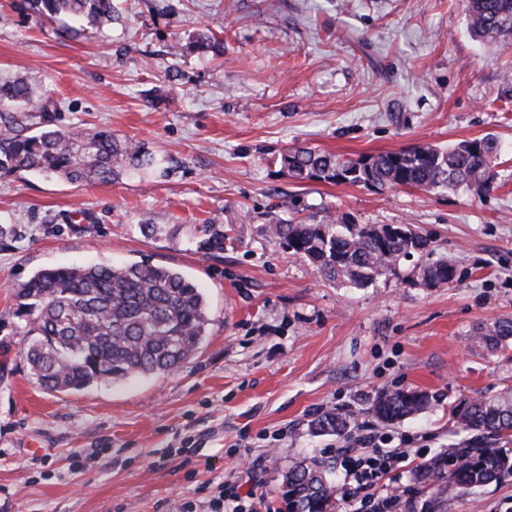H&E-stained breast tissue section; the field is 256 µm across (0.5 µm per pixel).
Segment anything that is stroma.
Instances as JSON below:
<instances>
[{
	"mask_svg": "<svg viewBox=\"0 0 512 512\" xmlns=\"http://www.w3.org/2000/svg\"><path fill=\"white\" fill-rule=\"evenodd\" d=\"M121 20L71 37L0 0V77L38 72L63 128L139 141L157 167L109 183L0 177V512H174L228 488L256 512H288L281 474L343 438L312 421L342 409L408 459L392 512H512V479L443 501L416 449L452 454L461 399L512 394V339L479 329L512 318V45L468 32L465 0H118ZM224 53L190 50L204 28ZM184 45L179 60L170 49ZM488 137L493 190L299 182L281 155L311 147L355 158ZM411 224L431 254L365 288L324 281L267 227L319 221ZM154 224L148 235L143 225ZM220 250L201 249L210 228ZM445 260L455 282L428 286ZM146 261L206 295L197 354L165 375L43 388L23 357L15 291L36 271ZM427 392L397 424L367 412L380 393ZM346 435V436H347ZM422 274L426 280H430L435 284L444 285L455 281L457 269L447 261H439L425 266L422 269Z\"/></svg>",
	"mask_w": 512,
	"mask_h": 512,
	"instance_id": "obj_1",
	"label": "stroma"
}]
</instances>
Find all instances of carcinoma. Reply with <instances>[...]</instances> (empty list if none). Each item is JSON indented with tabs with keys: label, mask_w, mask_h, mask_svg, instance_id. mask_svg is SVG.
<instances>
[{
	"label": "carcinoma",
	"mask_w": 512,
	"mask_h": 512,
	"mask_svg": "<svg viewBox=\"0 0 512 512\" xmlns=\"http://www.w3.org/2000/svg\"><path fill=\"white\" fill-rule=\"evenodd\" d=\"M36 17L63 23L73 37L119 19L114 0H26ZM467 27L481 40L512 42V0H466ZM193 46L224 54V39L212 29L197 33ZM32 75L0 81V107L21 108L0 133V176L27 171L70 184L110 182L130 170H146L155 158L144 146L109 130L54 128L45 119L50 98L34 96ZM497 147L489 138L448 148L418 144L398 151L342 158L299 147L281 156L282 167L300 182L352 184L379 191L415 187L425 191L488 190L490 159ZM269 232L295 255L308 259L325 280L366 288L397 269L415 253L429 251L430 240L409 224H355L328 214L315 224L278 221ZM435 284L455 281L454 265L439 261L422 269ZM30 340L23 355L39 383L50 390H80L93 383L122 381L134 375L170 374L191 360L210 324L209 306L197 284L178 270L149 262L123 266L44 268L17 289ZM493 344L512 338V319L497 320L482 331ZM424 391L383 392L367 409L375 419L394 423L423 410ZM454 416L467 431L500 437L512 431V399L479 397L456 405ZM346 415L326 411L313 423L320 434L341 435ZM323 459L288 468L282 495L288 512H335L336 487ZM421 479L437 484L448 497L512 478V448L485 442L461 450L451 461L424 464Z\"/></svg>",
	"instance_id": "obj_1"
}]
</instances>
